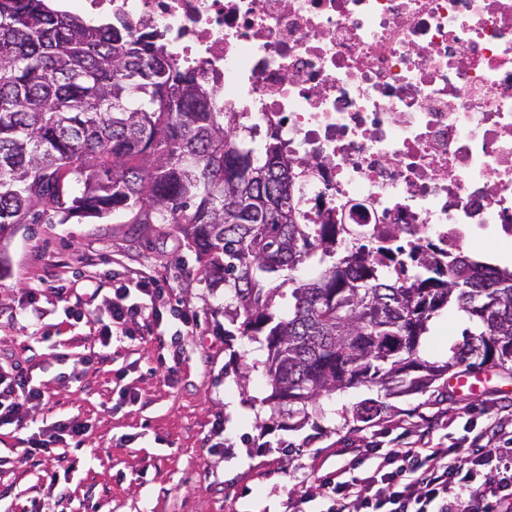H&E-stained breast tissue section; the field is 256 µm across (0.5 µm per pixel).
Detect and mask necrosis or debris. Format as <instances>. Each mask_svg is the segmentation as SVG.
Returning <instances> with one entry per match:
<instances>
[{"instance_id":"1","label":"necrosis or debris","mask_w":512,"mask_h":512,"mask_svg":"<svg viewBox=\"0 0 512 512\" xmlns=\"http://www.w3.org/2000/svg\"><path fill=\"white\" fill-rule=\"evenodd\" d=\"M161 42L260 147L306 162L308 214H340L399 276L425 241L512 247V0H61Z\"/></svg>"}]
</instances>
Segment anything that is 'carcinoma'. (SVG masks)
I'll return each mask as SVG.
<instances>
[{
	"label": "carcinoma",
	"mask_w": 512,
	"mask_h": 512,
	"mask_svg": "<svg viewBox=\"0 0 512 512\" xmlns=\"http://www.w3.org/2000/svg\"><path fill=\"white\" fill-rule=\"evenodd\" d=\"M216 91L164 45L91 24L48 0H0V267L23 224L74 217L169 224L224 289V338H264L271 416L295 430L322 398L358 386L422 392L465 367L512 365V270L427 243L397 279L329 212L311 224L275 132L256 155L245 127L216 112ZM295 284L275 309L281 276ZM473 329L445 360L419 356L445 310Z\"/></svg>",
	"instance_id": "1"
}]
</instances>
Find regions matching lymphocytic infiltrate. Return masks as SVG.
Returning <instances> with one entry per match:
<instances>
[{
  "mask_svg": "<svg viewBox=\"0 0 512 512\" xmlns=\"http://www.w3.org/2000/svg\"><path fill=\"white\" fill-rule=\"evenodd\" d=\"M132 282L140 301L128 303L127 291L116 292L109 322L97 328L102 349L86 358V365L107 363L113 338L131 336L132 323H159L160 285L144 275ZM47 403L46 392L27 371L0 364V428L30 430L31 410ZM31 432L25 456L56 469L58 445L83 447L88 429L80 416L66 414ZM509 435L512 428L499 418L445 448L431 446L427 434H419L382 454L372 474L331 481L326 512H512V448L498 444Z\"/></svg>",
  "mask_w": 512,
  "mask_h": 512,
  "instance_id": "obj_1",
  "label": "lymphocytic infiltrate"
}]
</instances>
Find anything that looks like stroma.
I'll return each mask as SVG.
<instances>
[{
  "mask_svg": "<svg viewBox=\"0 0 512 512\" xmlns=\"http://www.w3.org/2000/svg\"><path fill=\"white\" fill-rule=\"evenodd\" d=\"M9 269L0 274V359L31 370L49 395L32 411L34 424L77 414L89 431L83 448H65L68 475L65 512H288L290 495L306 493V512H323V484L365 444L357 475L378 455L410 440L421 415L439 414L435 447L445 448L466 428L496 416L512 422V369L491 370L483 384L454 392L442 378L425 391L387 397L375 387L352 388L322 398L302 427L288 431L272 419L260 372L239 382L235 370L264 359L260 343L214 332L224 301L210 296L198 264L181 236L163 224H123L116 218H74L65 224H27L7 246ZM156 277L167 297L162 327L133 324V339L118 338L111 360L90 367L82 381L63 379L59 355L77 364L99 351L80 311L108 319L116 288L131 273ZM52 274L72 290L68 303L52 289L40 300L43 316L14 319L35 277ZM194 315V335L172 340L174 312ZM465 319L443 313L422 348L426 359L446 356L461 341ZM131 389L138 399L120 398ZM366 399L384 400V413L367 419L354 409ZM28 431L0 429V512H32L49 494V478L21 450ZM291 444L282 453L279 442Z\"/></svg>",
  "mask_w": 512,
  "mask_h": 512,
  "instance_id": "stroma-1",
  "label": "stroma"
}]
</instances>
